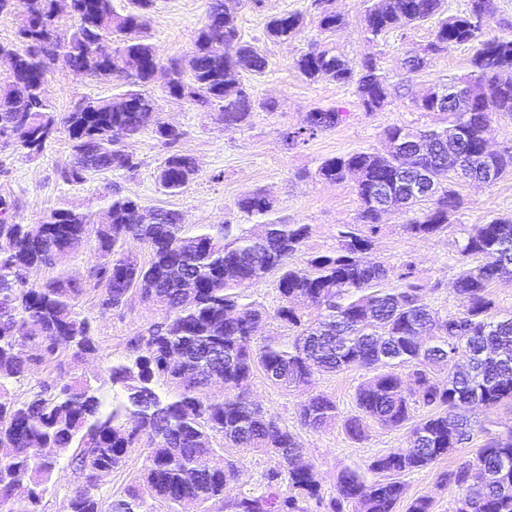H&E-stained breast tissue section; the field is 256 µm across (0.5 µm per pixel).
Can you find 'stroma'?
I'll list each match as a JSON object with an SVG mask.
<instances>
[{"instance_id":"stroma-1","label":"stroma","mask_w":512,"mask_h":512,"mask_svg":"<svg viewBox=\"0 0 512 512\" xmlns=\"http://www.w3.org/2000/svg\"><path fill=\"white\" fill-rule=\"evenodd\" d=\"M374 2L334 0L335 10L344 23L328 36L319 31L312 0H264L258 9L249 0H241L236 7L241 38L260 47L268 58L265 73L246 74L242 80L250 85L255 98H270L278 103L276 111H255L245 125L225 128L215 113L166 95L163 78L155 79L152 89L158 98L157 118L183 130L178 148L193 156L199 169L197 179L183 194L169 196L160 191L156 168L166 149L149 132L129 145L141 162L135 174L98 172L80 183H63L58 173L71 162L72 149L68 132L62 127L43 154L33 159L0 146V195L13 202L16 220L22 224L38 223L52 209L63 206L94 211L96 198L111 184L138 198L145 209L178 210L188 224H220L227 220L244 224L248 218L237 210L235 203L244 192L261 189L274 199L279 214L289 223L308 225L307 251L332 250L337 225L353 223L359 205L351 184L336 185L316 177L321 161L346 152L382 150V134L388 126L420 128L435 123V115L414 107L412 93L425 91L440 79L460 76L471 69L473 49L461 45L436 56L423 72L405 78L401 59L408 48L432 39L435 24L430 21L408 28L403 37L393 33L377 42L368 41L363 33L364 16ZM209 4L210 0H155L149 34L164 58L187 56ZM284 12L302 13V30L285 42L267 40V21ZM322 42L335 46L353 67L369 56L379 60L393 85L392 96L383 111L370 115L363 112L351 86L329 80L313 83L301 76L294 65L296 58L310 45ZM51 90L57 111L67 112L82 100L116 94L119 86L114 81L75 75L60 60L54 67ZM318 107L342 111L343 121L304 144L287 146L283 132L304 127L308 112ZM454 187L464 204L452 216L445 232L422 240L410 238L401 230L406 215L390 212L382 216L383 229L370 251L371 257L394 267L407 259L414 261L420 279L439 285L438 291L426 295V302L451 313L459 308L453 290L457 245L475 225L512 219V175L489 186L459 179ZM83 311L93 320L100 351L76 362L75 369L99 387L105 380L107 360L124 355L126 337L157 321L160 313L136 298L121 313L99 315L90 300L84 301ZM369 376V370L363 368L318 373L309 390L285 392L257 375L248 386L254 401L298 433L305 450L304 461L313 468L325 494H335L337 477L343 468L365 467L377 455L408 446L405 430L386 428L372 420L367 421L366 437L360 441L350 438L339 423L318 433L299 428L298 409L308 393L331 395L340 411L348 415L355 411L356 389ZM471 418L482 425V432L427 469L403 476L405 499L428 496L434 500V512H452V494L438 488L440 473L475 461L487 433L512 427V404L490 411L473 409Z\"/></svg>"}]
</instances>
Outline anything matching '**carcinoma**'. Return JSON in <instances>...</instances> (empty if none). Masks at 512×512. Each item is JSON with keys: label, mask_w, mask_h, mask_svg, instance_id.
Instances as JSON below:
<instances>
[{"label": "carcinoma", "mask_w": 512, "mask_h": 512, "mask_svg": "<svg viewBox=\"0 0 512 512\" xmlns=\"http://www.w3.org/2000/svg\"><path fill=\"white\" fill-rule=\"evenodd\" d=\"M57 0H25L15 41L0 42V53L16 59L0 75V134L26 158L41 154L58 125L72 141L73 160L59 171L66 183H79L98 171L137 172L140 161L126 142L150 131L167 148L156 181L172 196L195 181L194 158L176 149L184 132L155 121L154 73L167 71L165 92L217 113L224 127L249 120L256 104L241 74H262L266 55L241 39L229 0H211L187 62L163 61L148 35L153 0H127L117 11L113 0H72L64 15ZM321 32L333 33L343 18L333 0H314ZM441 0H380L365 15V32L382 38L440 15ZM69 17L71 25L62 24ZM304 17L283 13L267 21L266 38L287 41ZM474 49L471 71L442 79L435 87L463 86L477 92L463 111L438 103L429 89L412 98L421 112L443 120L419 131L402 126L384 131L381 151H355L325 159L316 175L337 185H353L359 209L355 223L336 228V244L302 262L309 234L306 224L276 215L261 190L247 191L237 209L256 219L254 226L183 224L175 210H157L140 221L138 200L109 187L97 198L107 223L93 224L72 207L52 210L39 224L13 221L11 204L0 197V512H45L44 499L58 459L83 475L72 489L65 512H179L188 502L217 512H396L404 495L399 477L428 468L470 439L468 412L512 403V311L497 308L492 283L512 276V219L477 224L459 243L454 292L460 308L444 314L422 299L429 284L415 274L412 261L393 269L366 259L382 229V213L371 188L420 168L436 178L434 194L405 195L396 209L409 214L402 230L426 239L448 229L463 200L444 179L453 173L481 182L489 165L496 179L512 174V145L495 155L483 153L491 124L512 116V79L502 64L512 58V34L485 37L472 27L470 13L438 20L433 38L408 50L417 63L401 68L418 73L435 56L457 46ZM63 56L79 75L122 82L119 101L111 97L82 102L60 116L50 90L52 66ZM310 82L328 78L352 85L358 105L371 114L391 95L388 77L368 58L358 69L335 48L318 44L296 60ZM274 112L273 101L259 104ZM344 113L314 108L306 126L284 133L295 146L305 136L336 127ZM95 239V261L83 280L73 278L67 261ZM133 239L147 247L141 262L124 251ZM52 274L39 282L32 269ZM277 273L279 304L269 313L250 301L248 291ZM396 276L398 286L384 284ZM95 293L99 314L124 309L133 297L161 317L126 340L123 358L106 367L112 397L68 371L70 361L99 352L83 298ZM270 319L283 334L257 335ZM448 365V380L437 381L433 367ZM36 367L54 375L24 395L14 393ZM352 367L376 370L359 386L356 413L343 417L355 440L363 438L364 418L404 428L405 451L378 455L366 471L344 469L337 492L327 496L313 470L301 462L298 435L277 415L250 399L246 388L260 374L285 391L306 387L315 372ZM224 374L222 389L207 394L209 377ZM419 409L428 415L419 420ZM340 411L328 394L312 393L300 405L302 428L320 432L336 423ZM262 451L275 460L260 487L234 496L226 488L244 471L241 458L221 467L214 456L224 448ZM144 451V468L121 493L102 500L103 478L123 469L129 454ZM439 488L454 493L453 512H512V429L489 437L476 463L443 472Z\"/></svg>", "instance_id": "carcinoma-1"}]
</instances>
